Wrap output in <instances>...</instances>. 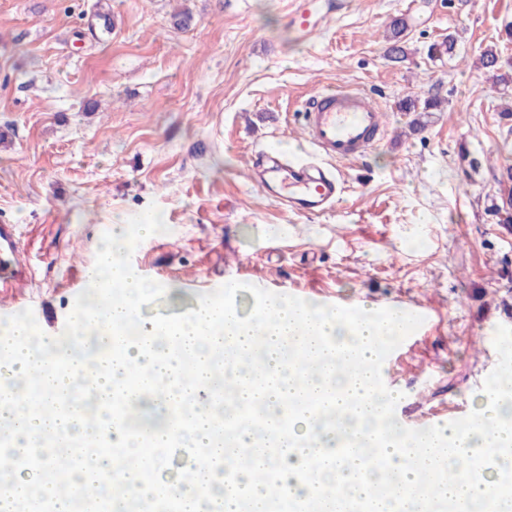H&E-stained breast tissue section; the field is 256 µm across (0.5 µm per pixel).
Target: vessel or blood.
I'll return each instance as SVG.
<instances>
[{"instance_id": "b4317fda", "label": "vessel or blood", "mask_w": 512, "mask_h": 512, "mask_svg": "<svg viewBox=\"0 0 512 512\" xmlns=\"http://www.w3.org/2000/svg\"><path fill=\"white\" fill-rule=\"evenodd\" d=\"M301 124L315 151L333 160L361 158L387 130L370 96L341 87L308 99ZM253 171L266 192L283 198L289 210L301 215L325 212L342 193L332 171L313 162L287 165L262 155L254 161ZM25 262L17 225L1 222L0 294H17L27 277Z\"/></svg>"}]
</instances>
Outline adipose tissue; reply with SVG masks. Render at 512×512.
Segmentation results:
<instances>
[{"mask_svg": "<svg viewBox=\"0 0 512 512\" xmlns=\"http://www.w3.org/2000/svg\"><path fill=\"white\" fill-rule=\"evenodd\" d=\"M131 241L122 225H114L111 242L93 267L102 287L119 285L121 297L99 301L82 310L79 332H111L122 354L110 370L101 372V390L124 387L127 396L155 392L144 407L147 418L164 415L167 398L190 396L194 402L189 428L171 424L153 432V447L179 439L182 447L217 452L223 475L193 471L190 478L164 482L177 512H269L274 499L308 498L326 483L339 480L355 497L372 500L378 512H391L389 501L406 502L414 512L417 497L452 499L486 507L512 501V415H506L503 391L512 389V373L503 372L484 391L477 417L463 431L437 426L415 438L381 408L384 393L373 370L383 344L401 336L404 328L394 309L358 305L356 310L332 309L310 302L275 298L253 317L239 316L226 300L197 299L179 317L149 321L140 314L153 287L124 275L114 256ZM225 359L239 405L265 406L276 412L284 402L295 408L281 423L278 449L266 456L255 446L252 430L236 429L235 444L213 449L210 438L219 425L212 413L210 360ZM87 363L51 350L27 322L0 330V437L13 440L0 447V458H14L62 436L78 440L85 431L81 410L52 411L57 394L87 373ZM333 403L351 412L342 427L314 428L311 420L326 392ZM274 461L275 487L260 482L267 461ZM112 472L117 502L128 512L131 502L148 503L147 485L138 470L117 457L85 459L65 488L43 481L39 472L12 473L0 483V512H25L33 496L51 497L55 512H72L76 490L95 485L102 469ZM392 471L398 481L384 489L378 473ZM453 473L456 482L444 481Z\"/></svg>", "mask_w": 512, "mask_h": 512, "instance_id": "adipose-tissue-1", "label": "adipose tissue"}]
</instances>
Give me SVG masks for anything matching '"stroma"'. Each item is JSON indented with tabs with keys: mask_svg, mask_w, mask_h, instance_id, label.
Here are the masks:
<instances>
[{
	"mask_svg": "<svg viewBox=\"0 0 512 512\" xmlns=\"http://www.w3.org/2000/svg\"><path fill=\"white\" fill-rule=\"evenodd\" d=\"M94 2L0 0V220L18 225L32 274L0 327L75 338L86 270L120 219L121 267L156 285L144 317L230 284L246 317L278 296L421 306L430 322L381 359L393 418L477 414L486 376L512 371V0H109L111 32L77 40ZM185 8L190 26L174 27ZM299 9L304 36L288 19ZM447 38L453 53L430 54ZM488 49L498 74L479 64ZM336 87L371 94L390 134L330 162L344 184L333 209L289 212L252 157L305 159L302 104ZM430 96L439 107L412 131L405 101ZM158 216L166 233L142 235Z\"/></svg>",
	"mask_w": 512,
	"mask_h": 512,
	"instance_id": "35a3bbf8",
	"label": "stroma"
}]
</instances>
